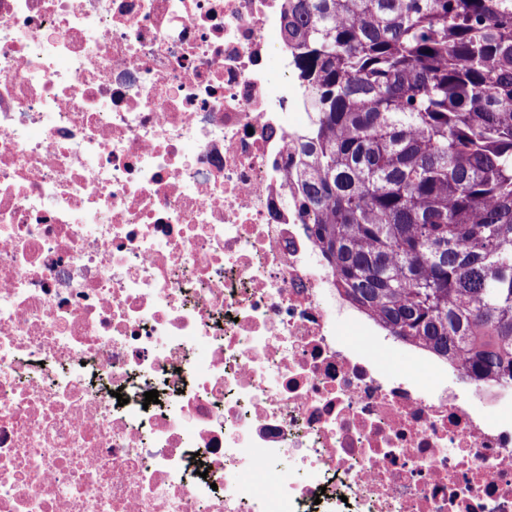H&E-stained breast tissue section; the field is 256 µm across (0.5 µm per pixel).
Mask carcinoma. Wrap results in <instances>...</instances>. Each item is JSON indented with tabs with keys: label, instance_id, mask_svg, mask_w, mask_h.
<instances>
[{
	"label": "carcinoma",
	"instance_id": "carcinoma-1",
	"mask_svg": "<svg viewBox=\"0 0 512 512\" xmlns=\"http://www.w3.org/2000/svg\"><path fill=\"white\" fill-rule=\"evenodd\" d=\"M293 201L336 287L474 387L512 384V0H287Z\"/></svg>",
	"mask_w": 512,
	"mask_h": 512
}]
</instances>
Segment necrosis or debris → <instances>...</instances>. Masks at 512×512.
Masks as SVG:
<instances>
[{"label":"necrosis or debris","mask_w":512,"mask_h":512,"mask_svg":"<svg viewBox=\"0 0 512 512\" xmlns=\"http://www.w3.org/2000/svg\"><path fill=\"white\" fill-rule=\"evenodd\" d=\"M284 6L0 0V512H512V386L387 371L288 201Z\"/></svg>","instance_id":"4bbe7bcc"}]
</instances>
